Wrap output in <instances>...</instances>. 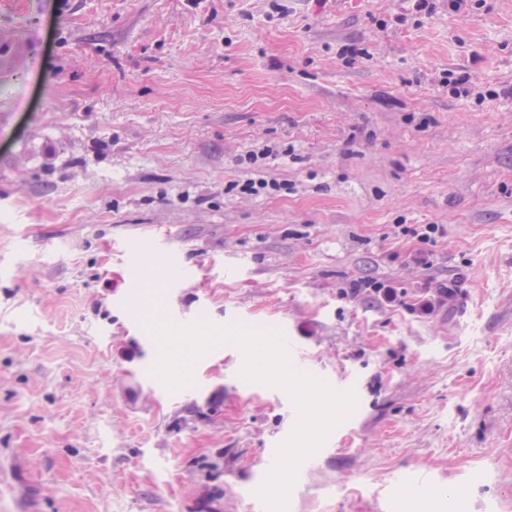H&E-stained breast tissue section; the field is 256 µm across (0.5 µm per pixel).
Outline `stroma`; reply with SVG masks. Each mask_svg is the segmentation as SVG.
Wrapping results in <instances>:
<instances>
[{"mask_svg":"<svg viewBox=\"0 0 512 512\" xmlns=\"http://www.w3.org/2000/svg\"><path fill=\"white\" fill-rule=\"evenodd\" d=\"M279 2L0 0V512H257L296 412L168 392L198 320L356 394L288 512H512V0Z\"/></svg>","mask_w":512,"mask_h":512,"instance_id":"1","label":"stroma"}]
</instances>
